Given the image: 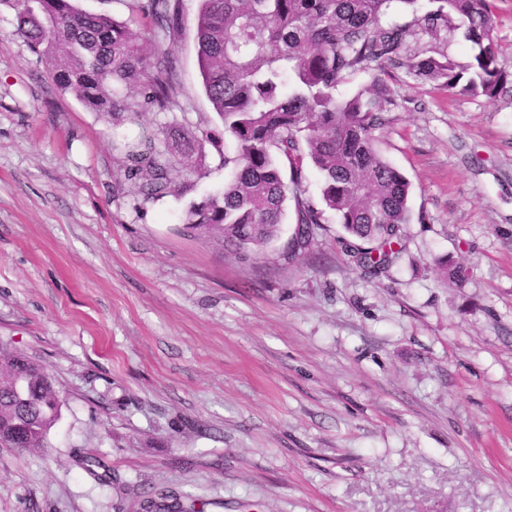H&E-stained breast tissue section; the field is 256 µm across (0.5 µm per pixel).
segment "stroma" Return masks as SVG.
Instances as JSON below:
<instances>
[{
	"mask_svg": "<svg viewBox=\"0 0 512 512\" xmlns=\"http://www.w3.org/2000/svg\"><path fill=\"white\" fill-rule=\"evenodd\" d=\"M184 0L169 45L188 122H215ZM404 51L470 68L461 31ZM512 73V0H493ZM378 149L410 181L405 249L374 276L335 214L307 247L184 230L227 170L144 201L120 175L141 124L61 91L0 11V348L63 401L44 447L0 445V512H512V84L493 99L407 69ZM462 271L447 278L443 261Z\"/></svg>",
	"mask_w": 512,
	"mask_h": 512,
	"instance_id": "stroma-1",
	"label": "stroma"
}]
</instances>
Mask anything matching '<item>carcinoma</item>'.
Segmentation results:
<instances>
[{"label": "carcinoma", "instance_id": "cac0c4a2", "mask_svg": "<svg viewBox=\"0 0 512 512\" xmlns=\"http://www.w3.org/2000/svg\"><path fill=\"white\" fill-rule=\"evenodd\" d=\"M398 1L200 0L197 56L206 95L220 125L190 129L177 120L143 130L126 146L122 171L145 201L177 192L172 174H207L205 145L231 178L223 191L190 204L186 228L218 234L227 247L262 249L278 237L293 203L295 237L304 247L325 210L364 243L357 261L374 274L388 270L402 226L409 223L410 183L381 155L375 132L385 124L392 91L389 67L461 93L496 97L507 75L498 67L491 0H431L420 18L436 32L459 28L475 50L469 73L446 58L405 60L407 31L383 22ZM119 18L77 10L72 0H0L14 11L16 32L46 62L55 84L119 124H141L148 112L182 108L175 59L147 43L173 40L183 0H117ZM371 82L348 98L336 89L360 71ZM226 137L231 152L221 149ZM322 176L319 209L306 196L307 167ZM62 407L44 368L20 352L0 350V444L42 448Z\"/></svg>", "mask_w": 512, "mask_h": 512}]
</instances>
